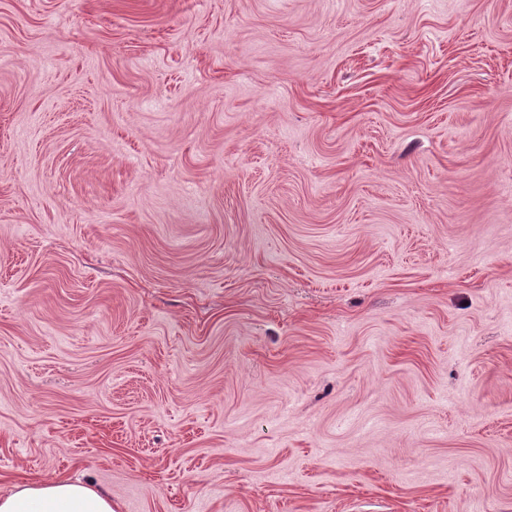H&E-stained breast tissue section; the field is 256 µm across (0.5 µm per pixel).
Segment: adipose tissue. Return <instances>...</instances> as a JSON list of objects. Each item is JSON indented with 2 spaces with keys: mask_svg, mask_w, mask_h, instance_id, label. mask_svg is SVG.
Segmentation results:
<instances>
[{
  "mask_svg": "<svg viewBox=\"0 0 512 512\" xmlns=\"http://www.w3.org/2000/svg\"><path fill=\"white\" fill-rule=\"evenodd\" d=\"M0 512H115L109 491L62 477L14 486L0 494Z\"/></svg>",
  "mask_w": 512,
  "mask_h": 512,
  "instance_id": "1",
  "label": "adipose tissue"
}]
</instances>
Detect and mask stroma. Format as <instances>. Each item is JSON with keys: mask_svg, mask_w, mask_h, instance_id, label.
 <instances>
[{"mask_svg": "<svg viewBox=\"0 0 512 512\" xmlns=\"http://www.w3.org/2000/svg\"><path fill=\"white\" fill-rule=\"evenodd\" d=\"M512 512V0H0V493Z\"/></svg>", "mask_w": 512, "mask_h": 512, "instance_id": "1", "label": "stroma"}]
</instances>
